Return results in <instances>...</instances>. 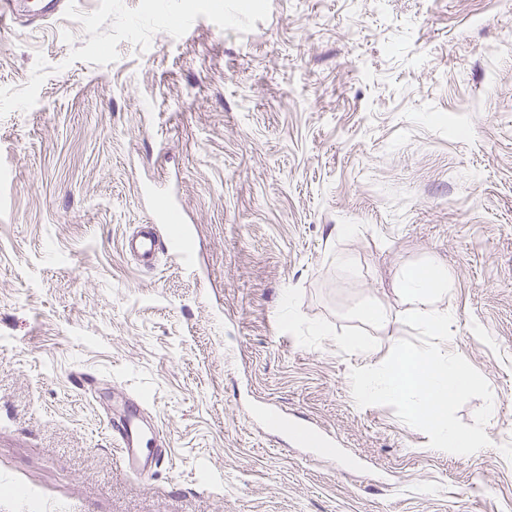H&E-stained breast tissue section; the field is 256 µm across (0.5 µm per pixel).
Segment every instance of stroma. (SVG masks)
<instances>
[{
    "label": "stroma",
    "mask_w": 512,
    "mask_h": 512,
    "mask_svg": "<svg viewBox=\"0 0 512 512\" xmlns=\"http://www.w3.org/2000/svg\"><path fill=\"white\" fill-rule=\"evenodd\" d=\"M148 179L193 272L122 249ZM425 258L493 393L469 455L352 395L414 336L396 284ZM126 391L168 444L146 482L109 438ZM17 487L39 512H512V0H64L0 28V512Z\"/></svg>",
    "instance_id": "35a3bbf8"
}]
</instances>
